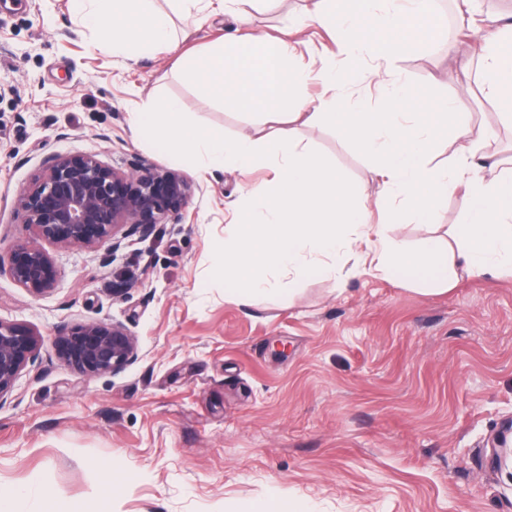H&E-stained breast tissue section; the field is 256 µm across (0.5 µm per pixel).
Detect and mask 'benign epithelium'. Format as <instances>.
<instances>
[{"instance_id": "obj_1", "label": "benign epithelium", "mask_w": 512, "mask_h": 512, "mask_svg": "<svg viewBox=\"0 0 512 512\" xmlns=\"http://www.w3.org/2000/svg\"><path fill=\"white\" fill-rule=\"evenodd\" d=\"M192 193L190 181L175 170L149 168L129 175L94 154H54L18 197L30 237L0 255V274L33 296H44L54 290L60 272L42 243L105 246L106 259L131 235L145 234L155 224L179 223ZM40 345V335L30 326L0 319V402L36 359ZM54 349L65 367L89 377L116 375L139 358L137 340L121 322L77 324L55 339ZM491 448L495 466L512 464V418L493 437Z\"/></svg>"}]
</instances>
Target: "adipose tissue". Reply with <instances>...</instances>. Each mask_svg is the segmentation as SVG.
Segmentation results:
<instances>
[{"label": "adipose tissue", "mask_w": 512, "mask_h": 512, "mask_svg": "<svg viewBox=\"0 0 512 512\" xmlns=\"http://www.w3.org/2000/svg\"><path fill=\"white\" fill-rule=\"evenodd\" d=\"M69 2L79 25L115 56L149 55L172 37L170 12L154 0ZM306 16L332 30L351 55L375 61L373 75L382 84L391 60L438 30L432 0H311ZM480 34L487 53L478 82L500 119L512 123V18H496ZM184 72L208 99L233 109L304 117L337 130L373 160L383 179L375 207L384 221L370 224L358 203L360 188L292 133L277 129L230 139L190 123L178 99L147 102L136 114L137 127L173 160L244 174L258 166L276 168L271 184L247 188L224 241V280L240 285L239 303L271 294L276 272L292 285L314 268L339 275L344 259L357 256L365 242L374 248L376 271L385 276L399 270L430 285L459 266L476 276L512 277V160L485 152L459 96L443 99L434 112L414 86L399 84L379 109L347 108L337 98L313 103L300 94L305 73L288 42L250 34L235 38L230 51L188 59ZM437 134L459 145L445 166L431 162ZM459 183L465 186L464 224L454 240L430 236L410 250L393 237V225L405 223L407 215L432 223L449 187Z\"/></svg>", "instance_id": "1"}]
</instances>
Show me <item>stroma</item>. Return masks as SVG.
I'll return each instance as SVG.
<instances>
[{"mask_svg": "<svg viewBox=\"0 0 512 512\" xmlns=\"http://www.w3.org/2000/svg\"><path fill=\"white\" fill-rule=\"evenodd\" d=\"M306 6L265 0L245 22L176 13L171 45L125 59L96 46L68 0H0L1 252L27 236L17 199L50 155L92 153L124 172L176 167L194 185L181 223L132 235L110 258L49 246L61 277L45 296L0 276V319L42 339L0 402V482L36 474L50 497L21 498L17 512H248L269 494L311 512H512V471L494 467L486 446L512 416V279L461 272L448 290L427 291L364 260L337 278L311 271L290 295L274 275L277 295L239 305L217 246L245 184L271 181L272 169L178 167L138 137L135 112L160 97L226 137L251 131L257 116L207 101L181 62L243 33L279 35ZM511 12L512 0H474L469 28L441 13L438 34L389 66L431 99L462 96L475 132L503 157L512 127L478 89L476 30ZM288 41L305 97H330L318 74L330 64L346 105H384L388 87L350 82L354 62L324 28L306 23ZM293 129L374 201L381 179L365 155L334 129ZM461 201L449 191L433 225L409 220L395 236L413 247L444 234L461 223ZM112 320L135 336L134 364L88 377L60 363L57 336Z\"/></svg>", "mask_w": 512, "mask_h": 512, "instance_id": "35a3bbf8", "label": "stroma"}]
</instances>
